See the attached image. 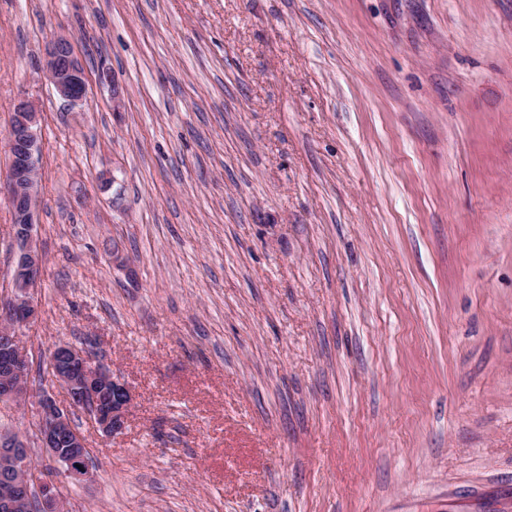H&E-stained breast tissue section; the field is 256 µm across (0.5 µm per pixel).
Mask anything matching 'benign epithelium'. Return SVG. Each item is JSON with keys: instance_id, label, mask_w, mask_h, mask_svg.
I'll return each mask as SVG.
<instances>
[{"instance_id": "7a95c632", "label": "benign epithelium", "mask_w": 512, "mask_h": 512, "mask_svg": "<svg viewBox=\"0 0 512 512\" xmlns=\"http://www.w3.org/2000/svg\"><path fill=\"white\" fill-rule=\"evenodd\" d=\"M41 73L69 104H80L86 98L85 68L68 37L58 36L50 43ZM39 121L35 105L21 99L14 107L8 134L4 191L13 216L16 261L8 288L0 292V403H30L35 421L29 434L0 436V467L16 475L9 486L0 489V512H28L31 485L40 492L42 512H57L61 503L58 472L29 463V442H36L61 463L70 481L82 483L90 477L88 446L85 436L71 425L70 409L83 408L94 427L115 435L124 429L134 402L129 386L105 368L90 348L72 344L57 346L46 365L49 381L65 391V401L52 390L34 391L27 385L32 357L19 332L38 320L33 293L44 266L33 236L43 152Z\"/></svg>"}]
</instances>
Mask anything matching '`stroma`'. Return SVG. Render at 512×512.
<instances>
[{
    "label": "stroma",
    "instance_id": "obj_1",
    "mask_svg": "<svg viewBox=\"0 0 512 512\" xmlns=\"http://www.w3.org/2000/svg\"><path fill=\"white\" fill-rule=\"evenodd\" d=\"M22 97L24 340L135 396L65 512H512V0H0ZM41 73L57 95L71 105L84 101L87 95V75L71 40L56 37L48 46Z\"/></svg>",
    "mask_w": 512,
    "mask_h": 512
}]
</instances>
